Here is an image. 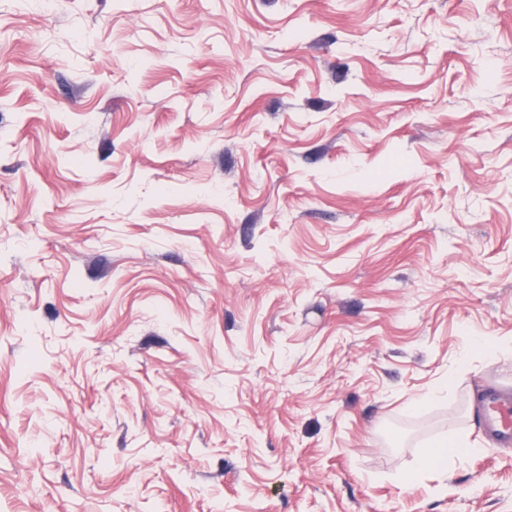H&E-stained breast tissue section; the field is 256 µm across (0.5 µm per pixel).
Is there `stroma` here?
<instances>
[{
	"instance_id": "35a3bbf8",
	"label": "stroma",
	"mask_w": 512,
	"mask_h": 512,
	"mask_svg": "<svg viewBox=\"0 0 512 512\" xmlns=\"http://www.w3.org/2000/svg\"><path fill=\"white\" fill-rule=\"evenodd\" d=\"M490 390L512 0H0V512H512ZM473 447L475 446L467 438L452 442L449 445H447V442L441 443L436 446V449L431 451L422 459L420 462V467L429 468L435 466L445 458L447 459L448 454H452L458 457L467 456L475 451L476 448Z\"/></svg>"
}]
</instances>
